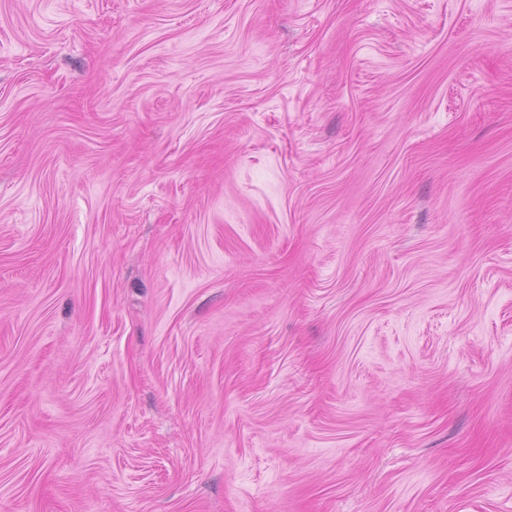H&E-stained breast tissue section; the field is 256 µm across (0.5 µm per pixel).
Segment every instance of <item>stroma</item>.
Returning <instances> with one entry per match:
<instances>
[{"label": "stroma", "instance_id": "stroma-1", "mask_svg": "<svg viewBox=\"0 0 512 512\" xmlns=\"http://www.w3.org/2000/svg\"><path fill=\"white\" fill-rule=\"evenodd\" d=\"M0 512H512V0H0Z\"/></svg>", "mask_w": 512, "mask_h": 512}]
</instances>
